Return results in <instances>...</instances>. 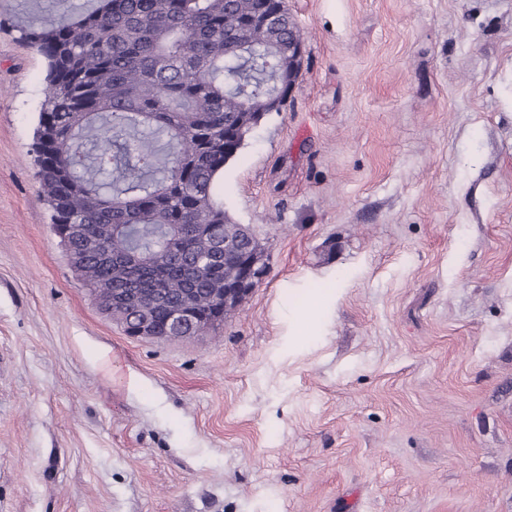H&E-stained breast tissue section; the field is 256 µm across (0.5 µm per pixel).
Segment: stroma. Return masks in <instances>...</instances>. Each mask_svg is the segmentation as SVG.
Masks as SVG:
<instances>
[{"label": "stroma", "mask_w": 512, "mask_h": 512, "mask_svg": "<svg viewBox=\"0 0 512 512\" xmlns=\"http://www.w3.org/2000/svg\"><path fill=\"white\" fill-rule=\"evenodd\" d=\"M0 24V512H512V0H285L298 81L215 195L267 276L134 339L41 194Z\"/></svg>", "instance_id": "1"}]
</instances>
